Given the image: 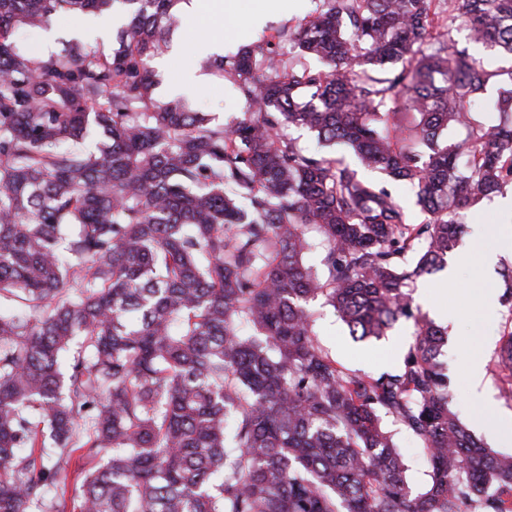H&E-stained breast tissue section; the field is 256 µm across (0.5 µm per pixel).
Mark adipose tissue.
I'll list each match as a JSON object with an SVG mask.
<instances>
[{
    "label": "adipose tissue",
    "instance_id": "obj_1",
    "mask_svg": "<svg viewBox=\"0 0 512 512\" xmlns=\"http://www.w3.org/2000/svg\"><path fill=\"white\" fill-rule=\"evenodd\" d=\"M177 8L188 19L196 32L192 45L195 58L202 59L224 51V24L239 11L238 0H179ZM476 238L494 237L498 248L496 252L484 253L476 246L461 249L454 256L446 271L444 283L453 287L459 271L477 267L479 271L491 268L498 256L512 255V225L492 224L476 228Z\"/></svg>",
    "mask_w": 512,
    "mask_h": 512
}]
</instances>
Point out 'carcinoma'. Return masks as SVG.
<instances>
[{
  "label": "carcinoma",
  "instance_id": "carcinoma-1",
  "mask_svg": "<svg viewBox=\"0 0 512 512\" xmlns=\"http://www.w3.org/2000/svg\"><path fill=\"white\" fill-rule=\"evenodd\" d=\"M175 2L0 0V300L17 309L0 315V512H512V456L451 409L448 330L411 294L512 184V70L451 36L512 56V0H318L203 62L245 100L227 125L154 98ZM117 3L110 52L17 46ZM494 81L489 125L472 106ZM285 124L409 186L428 219ZM317 298L360 340L413 319L402 368L331 357ZM385 417L421 441L420 493ZM453 38L458 43L459 47H466L472 52L476 57H481L484 60L492 59L493 67L499 68L502 70H510L512 69V59L510 57H499V56H491L489 50L475 45L471 43L467 39V31L465 28L460 27L452 33ZM44 30L21 29L18 33V39L21 50L31 57H41V37ZM43 45L45 52L53 51V33L47 31L44 34Z\"/></svg>",
  "mask_w": 512,
  "mask_h": 512
}]
</instances>
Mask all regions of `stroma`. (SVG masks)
<instances>
[{
  "mask_svg": "<svg viewBox=\"0 0 512 512\" xmlns=\"http://www.w3.org/2000/svg\"><path fill=\"white\" fill-rule=\"evenodd\" d=\"M194 37L195 32L187 22L171 31L170 43L182 44L183 51L176 55L168 50L161 55V64L154 69L158 81L155 96L158 100L165 101L176 95L182 68L194 61L191 50ZM192 100L216 123L227 121L245 108L244 99L231 83L213 77L208 78L206 88L193 95ZM510 270L512 259L504 257L490 278H483L472 270L463 271L460 290H443L441 277L437 274L418 280L413 290L416 305H423L427 301L441 302L458 313L459 327L449 334L443 352L451 382V407L467 426L473 427L477 440L488 451L498 454H512V443L493 442L483 430L476 428L475 414L483 407L496 416L512 413V377L497 365L503 336L512 331V307L500 304L497 318L485 322L478 316L473 295L485 287L494 289L496 294H503V275ZM310 308L314 313L320 345L344 366L355 371L377 374L397 369L414 340L415 327L410 319H399L382 338L360 341L350 336L346 325L332 307L317 300L311 303ZM473 356L482 359L485 380L489 385L490 400L484 405L475 400L467 388L468 361ZM385 427L404 456L408 486L412 492L422 491L429 481V466L420 441L393 422H386Z\"/></svg>",
  "mask_w": 512,
  "mask_h": 512,
  "instance_id": "obj_1",
  "label": "stroma"
}]
</instances>
